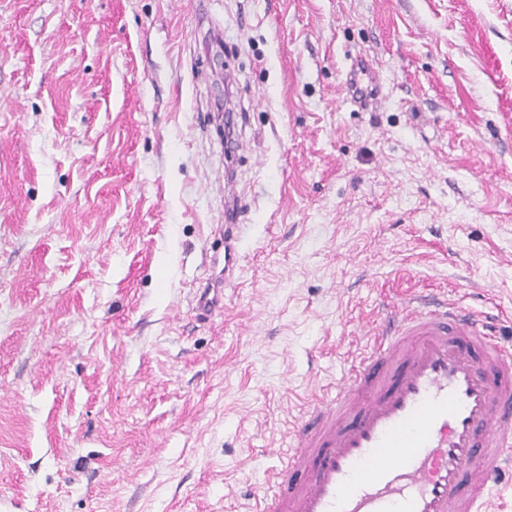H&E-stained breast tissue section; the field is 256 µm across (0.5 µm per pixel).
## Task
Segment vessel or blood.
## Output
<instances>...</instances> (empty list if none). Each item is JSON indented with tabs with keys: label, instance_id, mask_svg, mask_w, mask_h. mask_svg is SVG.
<instances>
[{
	"label": "vessel or blood",
	"instance_id": "1",
	"mask_svg": "<svg viewBox=\"0 0 512 512\" xmlns=\"http://www.w3.org/2000/svg\"><path fill=\"white\" fill-rule=\"evenodd\" d=\"M226 178L224 265L194 309L238 278L243 204ZM260 512H484L512 464V345L495 320L435 296L385 308L332 400L313 398Z\"/></svg>",
	"mask_w": 512,
	"mask_h": 512
}]
</instances>
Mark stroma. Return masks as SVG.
<instances>
[{
	"instance_id": "35a3bbf8",
	"label": "stroma",
	"mask_w": 512,
	"mask_h": 512,
	"mask_svg": "<svg viewBox=\"0 0 512 512\" xmlns=\"http://www.w3.org/2000/svg\"><path fill=\"white\" fill-rule=\"evenodd\" d=\"M397 289L512 343V0H0V512H254ZM235 181L232 174H227L224 182V195H228L225 207L224 222V266L219 271L217 277L224 287H228L238 279L239 266V220L243 211V204L239 195L234 191L233 185ZM193 309L200 314L211 315L224 309L223 288H197L194 292Z\"/></svg>"
}]
</instances>
